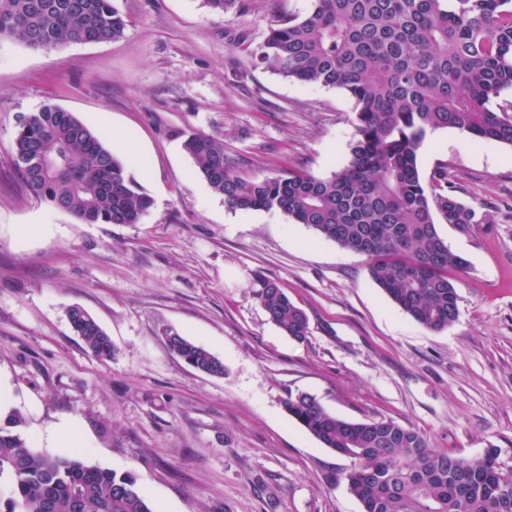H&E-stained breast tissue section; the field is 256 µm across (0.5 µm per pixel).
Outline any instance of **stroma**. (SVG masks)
I'll return each mask as SVG.
<instances>
[{
	"label": "stroma",
	"instance_id": "stroma-1",
	"mask_svg": "<svg viewBox=\"0 0 512 512\" xmlns=\"http://www.w3.org/2000/svg\"><path fill=\"white\" fill-rule=\"evenodd\" d=\"M129 21L108 42L32 49L0 42V412L39 450H77L134 476L153 512H362L323 447L284 408L307 393L337 417L391 418L436 448L496 449L512 468V145L427 133L422 176L448 171L456 197L485 212L469 231L440 224L464 259L458 317L432 331L373 281L364 255L278 211L234 210L200 176L183 133L222 138L238 174L330 176L350 161L356 114L341 89L254 61L273 21L313 0H112ZM48 102L97 132L151 198L137 224H84L49 206L12 163L22 115ZM34 225L22 238L18 225ZM278 280L304 310L303 341L272 324L256 278ZM111 336L88 352L70 307ZM174 331L224 363L197 372L163 342ZM72 422L75 443L36 434Z\"/></svg>",
	"mask_w": 512,
	"mask_h": 512
}]
</instances>
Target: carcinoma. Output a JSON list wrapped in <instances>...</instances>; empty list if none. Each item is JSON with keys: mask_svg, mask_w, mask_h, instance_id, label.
Returning a JSON list of instances; mask_svg holds the SVG:
<instances>
[{"mask_svg": "<svg viewBox=\"0 0 512 512\" xmlns=\"http://www.w3.org/2000/svg\"><path fill=\"white\" fill-rule=\"evenodd\" d=\"M314 2L303 17L276 20L255 57L285 77L351 96L348 165L325 178L297 170L245 178L223 139L192 133L183 147L229 207L279 210L366 256L373 280L405 314L445 329L458 316L448 273L463 259L438 224L468 230L487 216L448 190L444 167L423 181L418 151L439 128L512 145V116L490 108L512 89V0ZM202 4L223 14L241 8V0ZM127 26L111 0H0V40L30 48L114 40ZM12 161L34 194L84 224H137L152 206L102 139L50 102L21 119ZM256 286L270 321L305 339L308 318L279 282L259 278ZM68 319L94 357L112 359V340L91 314L75 306ZM165 342L195 370L224 376V363L204 346L174 332ZM284 406L324 447L351 460L346 482L363 512H512L493 449L451 454L391 418H338L306 393H288ZM2 480L11 488L4 512H151L130 474L35 451L0 428Z\"/></svg>", "mask_w": 512, "mask_h": 512, "instance_id": "1", "label": "carcinoma"}]
</instances>
